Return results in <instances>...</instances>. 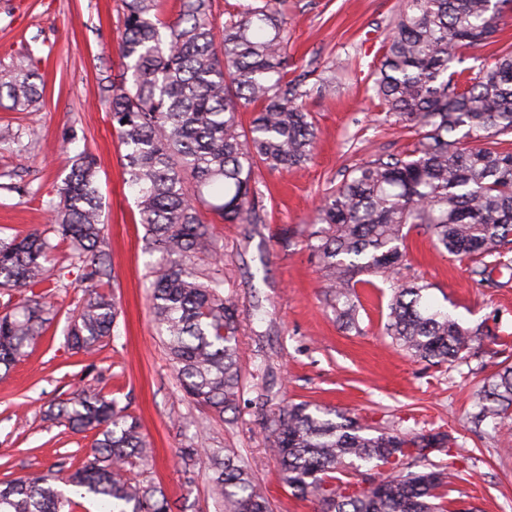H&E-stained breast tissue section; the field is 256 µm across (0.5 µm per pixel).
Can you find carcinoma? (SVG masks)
<instances>
[{
    "label": "carcinoma",
    "mask_w": 512,
    "mask_h": 512,
    "mask_svg": "<svg viewBox=\"0 0 512 512\" xmlns=\"http://www.w3.org/2000/svg\"><path fill=\"white\" fill-rule=\"evenodd\" d=\"M121 58L130 77L99 81L101 102L124 147L127 183L136 195L152 265L149 309L185 398L222 419L243 397L237 336L247 317L225 293L223 246L206 210L222 224H261L256 171L311 162L318 127L305 107L311 91L336 94V66L288 77V30L269 3L228 13L221 30L213 0H181L177 17H161L159 0H122ZM512 0H401L374 72L372 97L385 122L403 124L413 142L377 155L327 189L314 210L311 249L318 257L341 325L355 329L357 288L392 282L386 335L416 360L452 365L484 335L426 301L428 285L399 283L414 229L435 246L470 261L471 275L493 281L512 271V48L493 62L474 51L496 42ZM473 60L470 66L466 59ZM313 84H308L309 78ZM25 62L0 74V107L33 110L43 95ZM254 116L244 126L242 107ZM48 202L54 236L35 230L0 239V294H23L0 314V367L27 354L56 316L46 295V263L56 241L72 249L83 297L66 341L90 356L112 339L119 304L100 291L114 279L106 252L98 167L76 155ZM512 366L497 372L477 398L475 426L509 418ZM48 417L94 440L66 474L49 469L0 481V512H73L90 499L100 512H172L165 490L141 477L151 448L138 419L86 385L51 405ZM281 483L311 495L321 512H448L455 474L431 459L448 435L404 434L363 426L331 408L289 403L263 422ZM185 469L208 458V495L221 512H271L250 465L226 448L179 450ZM357 461L388 468L351 488L335 473Z\"/></svg>",
    "instance_id": "obj_1"
}]
</instances>
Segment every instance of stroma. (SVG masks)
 I'll return each instance as SVG.
<instances>
[{"label":"stroma","mask_w":512,"mask_h":512,"mask_svg":"<svg viewBox=\"0 0 512 512\" xmlns=\"http://www.w3.org/2000/svg\"><path fill=\"white\" fill-rule=\"evenodd\" d=\"M269 4L288 22L291 75L340 59L350 65L337 76L335 97L307 100L319 128L312 162L288 173L259 169L264 223L215 227L224 244L227 293L241 309L258 300L264 310L239 337L248 383L228 423L182 396L149 312L147 266L154 258L142 249L145 228L124 182L123 150L97 90L101 72L116 79L123 72L121 0H0V71L29 55L44 80L38 111L0 108V125H12L17 134L0 141V238L47 228V201L56 198L75 154L88 150L100 170L111 291L121 306L116 336L93 359L74 353L65 331L83 292L74 279L63 278L71 259L68 247L59 246L47 265L50 300L59 312L27 357L0 371V479L68 464L89 448L91 436L46 417L51 404L88 381L138 417L153 451L148 476L166 490L173 512H218L207 494L206 461L187 470L178 456L179 449L201 442L248 460L274 512H318L315 498L299 499L283 487L268 451L263 420L289 401L332 407L370 426L446 433L450 452L434 459L457 473L448 489L451 512L471 505L512 512V418L478 428L470 421L480 387L512 364V282L479 283L468 261L411 233L400 278L429 283L436 305L492 333L475 343L466 362L432 367L385 335L392 291L382 278L360 291L358 328L338 323L310 248L313 211L345 168L400 152L407 142L403 129L376 121L369 93L400 0Z\"/></svg>","instance_id":"obj_1"}]
</instances>
